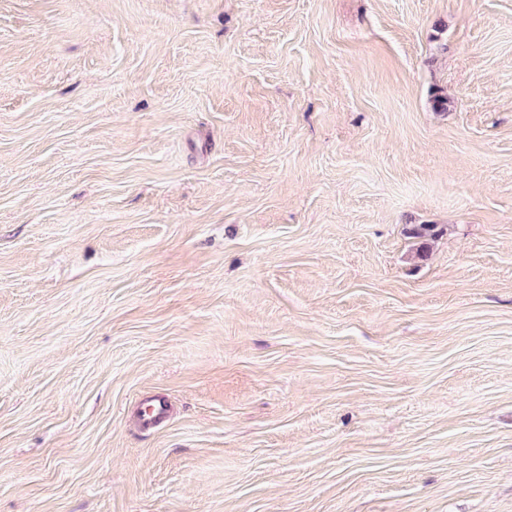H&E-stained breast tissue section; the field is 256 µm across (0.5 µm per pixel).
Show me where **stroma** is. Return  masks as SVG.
Instances as JSON below:
<instances>
[{
  "mask_svg": "<svg viewBox=\"0 0 512 512\" xmlns=\"http://www.w3.org/2000/svg\"><path fill=\"white\" fill-rule=\"evenodd\" d=\"M0 512H512V0H0Z\"/></svg>",
  "mask_w": 512,
  "mask_h": 512,
  "instance_id": "35a3bbf8",
  "label": "stroma"
}]
</instances>
